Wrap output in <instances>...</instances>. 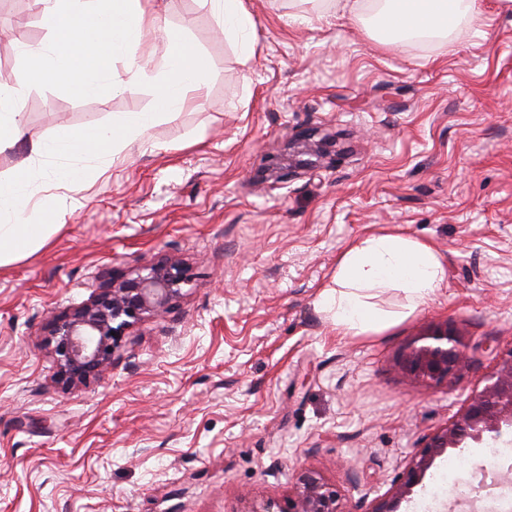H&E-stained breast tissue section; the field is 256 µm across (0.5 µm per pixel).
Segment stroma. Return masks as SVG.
<instances>
[{
    "label": "stroma",
    "mask_w": 512,
    "mask_h": 512,
    "mask_svg": "<svg viewBox=\"0 0 512 512\" xmlns=\"http://www.w3.org/2000/svg\"><path fill=\"white\" fill-rule=\"evenodd\" d=\"M479 2L446 43L382 44L315 0H247V57L200 0H162L203 58L202 90L67 186L31 143L156 111L157 89L81 97L30 79L0 184L25 175L19 223L57 230L0 266V512H255L304 469L341 487L344 512L391 489L512 348V11ZM12 32L50 42L41 0H0L3 86L27 68ZM382 232L438 250L446 281L401 321L337 335L317 294L347 246ZM164 255L194 276L178 305L136 324L109 373L61 389L50 316ZM439 325L463 329L467 364L407 386L397 358ZM452 459L482 463L475 444L448 450L397 512Z\"/></svg>",
    "instance_id": "stroma-1"
}]
</instances>
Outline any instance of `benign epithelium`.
I'll return each instance as SVG.
<instances>
[{
    "label": "benign epithelium",
    "instance_id": "7a95c632",
    "mask_svg": "<svg viewBox=\"0 0 512 512\" xmlns=\"http://www.w3.org/2000/svg\"><path fill=\"white\" fill-rule=\"evenodd\" d=\"M183 262L161 258L128 273H112L89 300L53 317L49 344L57 366L56 382L63 388L97 379L113 364L124 337L145 318L169 312L193 283ZM468 338L457 328L436 326L413 337L397 370L412 384L438 383L467 362ZM512 434V348L503 352L483 386L472 391L463 412L445 428L422 438L393 493L375 501L370 512H397L435 460L466 441L483 443ZM340 487L325 483L314 471L296 475L288 505L268 500L259 512H344Z\"/></svg>",
    "mask_w": 512,
    "mask_h": 512
}]
</instances>
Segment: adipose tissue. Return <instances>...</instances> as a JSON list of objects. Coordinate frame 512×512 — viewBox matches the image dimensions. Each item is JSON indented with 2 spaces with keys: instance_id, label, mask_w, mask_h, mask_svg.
<instances>
[{
  "instance_id": "1",
  "label": "adipose tissue",
  "mask_w": 512,
  "mask_h": 512,
  "mask_svg": "<svg viewBox=\"0 0 512 512\" xmlns=\"http://www.w3.org/2000/svg\"><path fill=\"white\" fill-rule=\"evenodd\" d=\"M222 22L225 41L238 45L253 27L245 0H202ZM44 21L53 33L48 49L27 51L31 69L43 72L62 88L85 96L102 87L121 91L134 84L158 87L157 112H125L113 116L107 127H94L82 136L63 130L47 142L34 145V154L59 158L52 178L60 184L74 182L72 162L79 157L101 158L120 154L129 144L143 140L161 118L173 117L185 102L187 88L199 85L202 58L169 28L163 14L142 0H43ZM336 17L367 22L378 42L393 43L416 36L444 37L465 18L476 19L477 0H331ZM160 30L166 36L169 75L151 69V59L140 55L144 33ZM128 55L123 71L111 67V59ZM28 86L20 76L10 87L0 86V148L15 143L24 115L19 106ZM30 194L25 179L0 188V263L27 254L51 232L48 224H17L13 215L23 211ZM446 269L440 254L430 245L401 233L370 234L341 255L330 285L317 299L330 315L337 331L357 336L410 315L427 304L442 287ZM385 288L401 290L406 302L402 312L378 308L374 298Z\"/></svg>"
}]
</instances>
